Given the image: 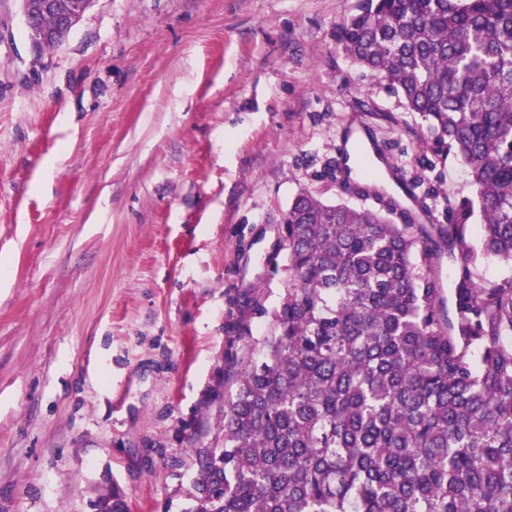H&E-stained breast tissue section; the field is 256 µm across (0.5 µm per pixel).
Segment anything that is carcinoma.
<instances>
[{"label": "carcinoma", "instance_id": "1", "mask_svg": "<svg viewBox=\"0 0 512 512\" xmlns=\"http://www.w3.org/2000/svg\"><path fill=\"white\" fill-rule=\"evenodd\" d=\"M37 20L58 47V10ZM337 40L474 194L446 224L362 182L295 197L190 512H512V0H360Z\"/></svg>", "mask_w": 512, "mask_h": 512}]
</instances>
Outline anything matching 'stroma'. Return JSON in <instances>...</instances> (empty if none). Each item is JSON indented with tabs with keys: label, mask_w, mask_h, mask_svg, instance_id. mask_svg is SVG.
Listing matches in <instances>:
<instances>
[{
	"label": "stroma",
	"mask_w": 512,
	"mask_h": 512,
	"mask_svg": "<svg viewBox=\"0 0 512 512\" xmlns=\"http://www.w3.org/2000/svg\"><path fill=\"white\" fill-rule=\"evenodd\" d=\"M359 0H96L54 49L0 0V512H189L244 330L277 301L282 218L349 200L340 143L471 194L346 58Z\"/></svg>",
	"instance_id": "1"
}]
</instances>
